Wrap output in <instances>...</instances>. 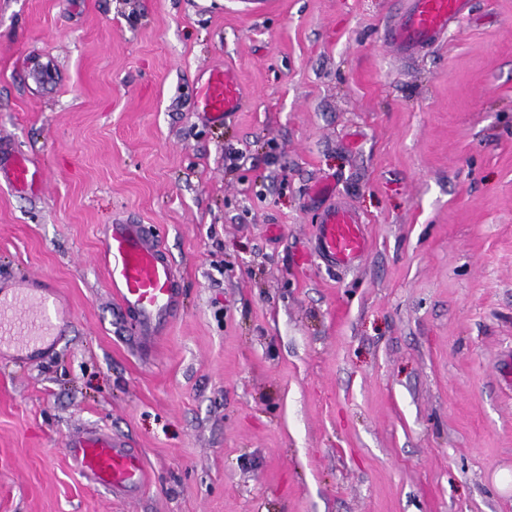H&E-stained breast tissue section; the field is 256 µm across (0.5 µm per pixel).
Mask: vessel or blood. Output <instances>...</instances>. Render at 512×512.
Wrapping results in <instances>:
<instances>
[{
  "label": "vessel or blood",
  "mask_w": 512,
  "mask_h": 512,
  "mask_svg": "<svg viewBox=\"0 0 512 512\" xmlns=\"http://www.w3.org/2000/svg\"><path fill=\"white\" fill-rule=\"evenodd\" d=\"M469 0H410L390 40L408 56L434 43L450 22L463 13ZM242 92L234 71L212 70L197 91V106L209 117L222 119L239 111ZM16 190L38 188L35 168L20 157L0 161V178ZM316 245L332 265L348 267L368 251V239L359 215L344 203L326 207L315 232ZM107 277L123 309L135 315V333L146 342L168 328L180 300L176 273L157 240L141 225L115 224L106 241ZM67 325L52 295L19 290L0 294V341L17 345L21 360L54 349ZM65 448L76 468L112 495L137 497L146 486L147 473L140 455L106 430L84 429L69 437Z\"/></svg>",
  "instance_id": "vessel-or-blood-1"
}]
</instances>
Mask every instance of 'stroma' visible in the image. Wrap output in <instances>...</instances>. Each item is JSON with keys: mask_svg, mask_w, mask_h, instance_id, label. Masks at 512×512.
<instances>
[{"mask_svg": "<svg viewBox=\"0 0 512 512\" xmlns=\"http://www.w3.org/2000/svg\"><path fill=\"white\" fill-rule=\"evenodd\" d=\"M407 0H0V276L50 284L67 334L0 354V512H512V0L399 57ZM237 72L239 112L196 105ZM359 266L315 248L321 198ZM145 226L177 314L150 346L106 279ZM144 460L128 500L64 444ZM4 177L15 189L22 192L38 190L40 177L24 158L16 157L6 167L0 155V178ZM315 239L321 254L338 267L359 262L369 247L363 221L353 209L341 202L322 211ZM65 448L76 468L113 496L134 498L146 486L147 473L141 456L109 431L81 430L67 439Z\"/></svg>", "mask_w": 512, "mask_h": 512, "instance_id": "obj_1", "label": "stroma"}]
</instances>
